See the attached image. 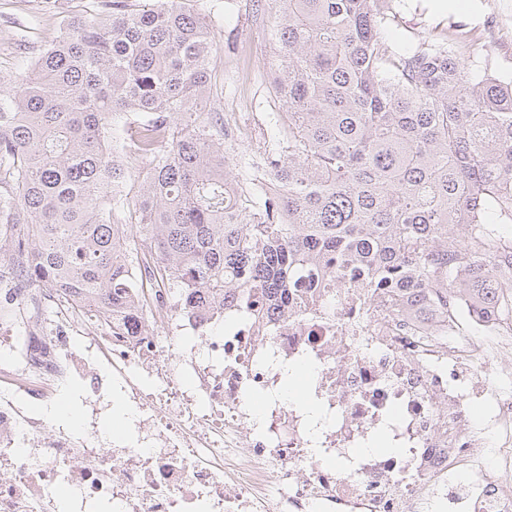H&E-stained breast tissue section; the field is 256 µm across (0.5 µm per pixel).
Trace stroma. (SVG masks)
Returning a JSON list of instances; mask_svg holds the SVG:
<instances>
[{"label": "stroma", "instance_id": "1", "mask_svg": "<svg viewBox=\"0 0 512 512\" xmlns=\"http://www.w3.org/2000/svg\"><path fill=\"white\" fill-rule=\"evenodd\" d=\"M92 0H0V70L26 67L46 47L47 32L83 15ZM210 15L218 52L210 98L224 117V148L241 173L262 163L281 139L283 109L273 103L269 66L277 52L268 36L265 0H191ZM384 30L391 52L421 43L446 45L472 80L486 74L512 80V0H395Z\"/></svg>", "mask_w": 512, "mask_h": 512}]
</instances>
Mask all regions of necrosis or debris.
<instances>
[{
    "label": "necrosis or debris",
    "instance_id": "necrosis-or-debris-1",
    "mask_svg": "<svg viewBox=\"0 0 512 512\" xmlns=\"http://www.w3.org/2000/svg\"><path fill=\"white\" fill-rule=\"evenodd\" d=\"M0 320V512H512V323L470 307L416 318L390 288L329 284L272 314L230 304L180 319L170 292L118 323L11 277ZM309 367L303 405L284 367ZM72 391L80 429L47 410ZM134 410L102 440L114 398Z\"/></svg>",
    "mask_w": 512,
    "mask_h": 512
}]
</instances>
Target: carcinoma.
Wrapping results in <instances>:
<instances>
[{
  "label": "carcinoma",
  "mask_w": 512,
  "mask_h": 512,
  "mask_svg": "<svg viewBox=\"0 0 512 512\" xmlns=\"http://www.w3.org/2000/svg\"><path fill=\"white\" fill-rule=\"evenodd\" d=\"M391 0H269L272 84L288 115L264 173L230 178L211 112L217 52L184 0H99L28 67L0 72V264L102 304L143 284L274 309L302 278L394 288L414 313L474 305L512 318V80L470 81L442 46L397 58ZM147 163L145 174L128 170Z\"/></svg>",
  "instance_id": "obj_1"
}]
</instances>
